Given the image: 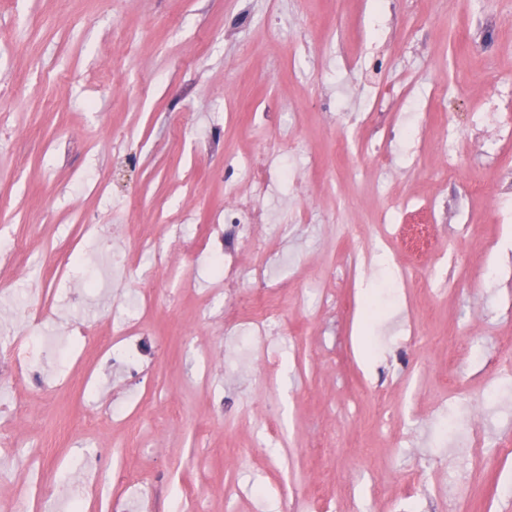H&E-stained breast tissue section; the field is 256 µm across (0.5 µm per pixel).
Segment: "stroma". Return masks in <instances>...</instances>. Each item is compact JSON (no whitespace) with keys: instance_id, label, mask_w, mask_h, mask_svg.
<instances>
[{"instance_id":"35a3bbf8","label":"stroma","mask_w":512,"mask_h":512,"mask_svg":"<svg viewBox=\"0 0 512 512\" xmlns=\"http://www.w3.org/2000/svg\"><path fill=\"white\" fill-rule=\"evenodd\" d=\"M1 29L0 87L19 102L0 136V247L22 240L36 265L67 248L74 213L110 226L134 199L162 223L186 208L204 224L232 202L226 154L270 136L304 145L271 161L292 178L266 200L257 234L269 256L239 247L244 264L288 281L276 384L217 375L237 410L216 415L188 364L235 352L248 329L222 319L252 285L207 319L204 270L199 291L174 301L159 274L155 371L183 416L157 400L127 426L61 438L88 396L58 382L94 368L87 343L79 362L51 364L45 412L22 432L46 445L47 481L91 448L111 476L108 449L129 445L152 512H172L182 488L205 512H284L288 500L311 512H512V464L494 453L512 443V0H14ZM258 103L271 114L256 132ZM445 167L455 175L443 186ZM433 196L428 251L400 284L394 229L378 217ZM42 205L49 222L27 223ZM377 250L380 263L347 268L350 253ZM130 294L108 280L84 307L58 297L55 320L30 309L18 333L107 325L114 296ZM260 410L258 428L246 416Z\"/></svg>"}]
</instances>
